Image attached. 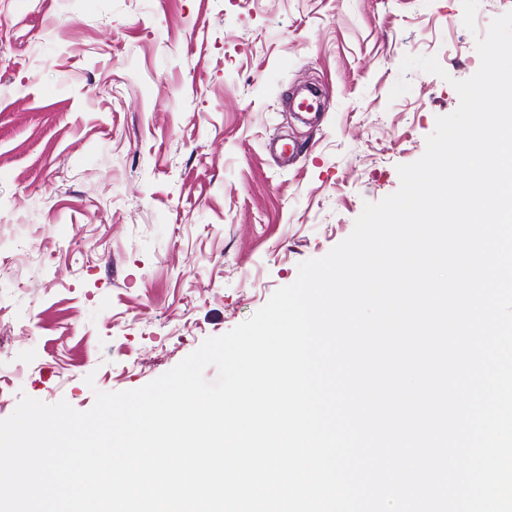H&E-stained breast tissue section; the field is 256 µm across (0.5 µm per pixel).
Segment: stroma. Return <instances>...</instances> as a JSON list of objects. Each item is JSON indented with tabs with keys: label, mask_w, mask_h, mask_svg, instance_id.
I'll use <instances>...</instances> for the list:
<instances>
[{
	"label": "stroma",
	"mask_w": 512,
	"mask_h": 512,
	"mask_svg": "<svg viewBox=\"0 0 512 512\" xmlns=\"http://www.w3.org/2000/svg\"><path fill=\"white\" fill-rule=\"evenodd\" d=\"M509 11L0 0V419L88 410L250 318L397 192ZM407 55L445 74L394 99Z\"/></svg>",
	"instance_id": "1"
}]
</instances>
